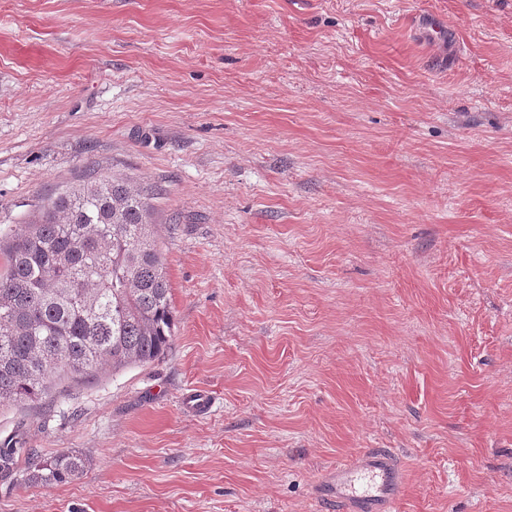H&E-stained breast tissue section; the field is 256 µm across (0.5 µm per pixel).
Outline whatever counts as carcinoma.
<instances>
[{
  "label": "carcinoma",
  "instance_id": "1",
  "mask_svg": "<svg viewBox=\"0 0 512 512\" xmlns=\"http://www.w3.org/2000/svg\"><path fill=\"white\" fill-rule=\"evenodd\" d=\"M153 192L112 176L67 187L0 253V407L36 402L59 387L89 383L158 360L174 314L154 225ZM31 449L0 444V472ZM82 456L43 459L32 480L68 483Z\"/></svg>",
  "mask_w": 512,
  "mask_h": 512
}]
</instances>
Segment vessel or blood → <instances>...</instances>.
<instances>
[{"label": "vessel or blood", "mask_w": 512, "mask_h": 512, "mask_svg": "<svg viewBox=\"0 0 512 512\" xmlns=\"http://www.w3.org/2000/svg\"><path fill=\"white\" fill-rule=\"evenodd\" d=\"M328 476L332 484L328 503L333 512H395L403 489L399 465L384 451L336 464Z\"/></svg>", "instance_id": "1"}]
</instances>
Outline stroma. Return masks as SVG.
<instances>
[{"instance_id":"35a3bbf8","label":"stroma","mask_w":512,"mask_h":512,"mask_svg":"<svg viewBox=\"0 0 512 512\" xmlns=\"http://www.w3.org/2000/svg\"><path fill=\"white\" fill-rule=\"evenodd\" d=\"M112 175L172 344L0 411L86 460L0 512H323L374 449L397 512H512V0H0V243Z\"/></svg>"}]
</instances>
